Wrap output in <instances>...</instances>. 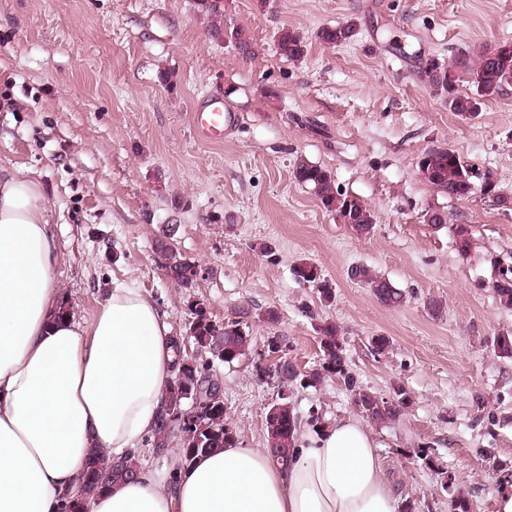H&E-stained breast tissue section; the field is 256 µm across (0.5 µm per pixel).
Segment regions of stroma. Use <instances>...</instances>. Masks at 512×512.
<instances>
[{
  "instance_id": "35a3bbf8",
  "label": "stroma",
  "mask_w": 512,
  "mask_h": 512,
  "mask_svg": "<svg viewBox=\"0 0 512 512\" xmlns=\"http://www.w3.org/2000/svg\"><path fill=\"white\" fill-rule=\"evenodd\" d=\"M224 13L257 44L254 57L225 42L197 0H0V173L40 184L65 300L87 323L113 284H131L175 336L185 335L192 303L220 323L248 311L245 357L197 359L211 363L224 416L249 448L265 442L278 393L268 337H282L289 360L309 371L322 358L319 325L336 322L361 386L411 397L398 420L372 429L398 501L449 512L451 476L473 512H495L503 474L488 460L512 470V357L492 343L512 331V309L499 306L493 285L512 269V210L478 192L448 198L418 161L449 147L512 192V84L465 120L425 72L512 42V0H224ZM346 22L357 26L350 43L316 40L322 26ZM283 26L307 37L303 62L279 55ZM216 92L239 124L205 143L191 114ZM300 156L375 211L372 235H353L294 181ZM432 210L446 224H428ZM162 238L201 267L192 291L168 277ZM263 243L277 263L265 261ZM303 261L335 282L331 304L294 277ZM361 263L406 303L384 306L350 281L348 268ZM430 299L441 314L430 313ZM269 309L276 323L264 320ZM375 336L388 337L383 352ZM292 402L323 425L361 417L336 377L296 389Z\"/></svg>"
}]
</instances>
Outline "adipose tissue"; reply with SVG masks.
<instances>
[{
  "label": "adipose tissue",
  "instance_id": "ef3b65f1",
  "mask_svg": "<svg viewBox=\"0 0 512 512\" xmlns=\"http://www.w3.org/2000/svg\"><path fill=\"white\" fill-rule=\"evenodd\" d=\"M58 255L38 183L0 180V512H59L94 451L126 456L153 431L175 353L165 314L115 284L91 324L60 315ZM378 444L344 419L299 434L281 469L235 445L140 469L89 512H397Z\"/></svg>",
  "mask_w": 512,
  "mask_h": 512
}]
</instances>
